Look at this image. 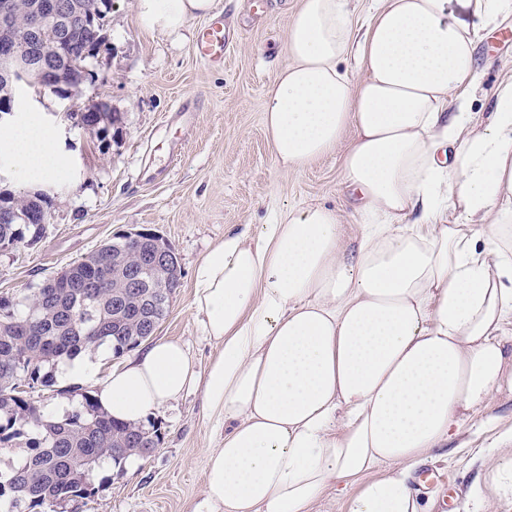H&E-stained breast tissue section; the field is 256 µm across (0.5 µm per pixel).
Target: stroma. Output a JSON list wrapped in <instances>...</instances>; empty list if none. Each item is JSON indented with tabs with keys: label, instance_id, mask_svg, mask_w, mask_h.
Here are the masks:
<instances>
[{
	"label": "stroma",
	"instance_id": "stroma-1",
	"mask_svg": "<svg viewBox=\"0 0 512 512\" xmlns=\"http://www.w3.org/2000/svg\"><path fill=\"white\" fill-rule=\"evenodd\" d=\"M239 31L223 65L195 55L205 21L178 33L147 30L135 0H112L104 19L109 50L90 59L91 74L60 96L20 92L15 111L35 112L55 130L68 176L47 183L52 219L40 239L0 251V295L28 292L54 271L114 236L141 228L163 235L182 268L180 286L156 336L184 344L198 364L218 352L203 335L193 306L192 272L226 231L269 223L280 211L335 207L346 244L362 233L343 179L353 137L292 176L278 169L263 124L265 91L289 57L287 28L300 0H214ZM476 64L484 76L471 101L475 123H487L500 80L512 74V38L482 39ZM104 101L109 116L89 131L66 116ZM162 438L133 470L107 464L94 496L76 512H187L204 492V458L215 439L200 392L155 417ZM453 452L419 466L428 474L429 512H474V492L493 512H512V391L503 389L463 422Z\"/></svg>",
	"mask_w": 512,
	"mask_h": 512
}]
</instances>
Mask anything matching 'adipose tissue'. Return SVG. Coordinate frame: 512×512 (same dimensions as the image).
Returning a JSON list of instances; mask_svg holds the SVG:
<instances>
[{
	"instance_id": "1",
	"label": "adipose tissue",
	"mask_w": 512,
	"mask_h": 512,
	"mask_svg": "<svg viewBox=\"0 0 512 512\" xmlns=\"http://www.w3.org/2000/svg\"><path fill=\"white\" fill-rule=\"evenodd\" d=\"M213 3L135 0L142 23L164 33ZM510 6L373 0L359 31L349 0H301L264 127L289 175L354 127L343 173L367 224L357 249L321 204L253 236L225 232L193 278L219 349L206 367L163 339L105 374L80 357L63 366L121 422L201 390L221 437L190 512H312L331 490L345 493L346 512H422L413 469L454 440L467 411L512 387L500 341L512 320V77L488 124L469 117L478 41ZM351 56L355 74L343 67ZM0 155L26 183L66 173L34 112L0 128Z\"/></svg>"
}]
</instances>
